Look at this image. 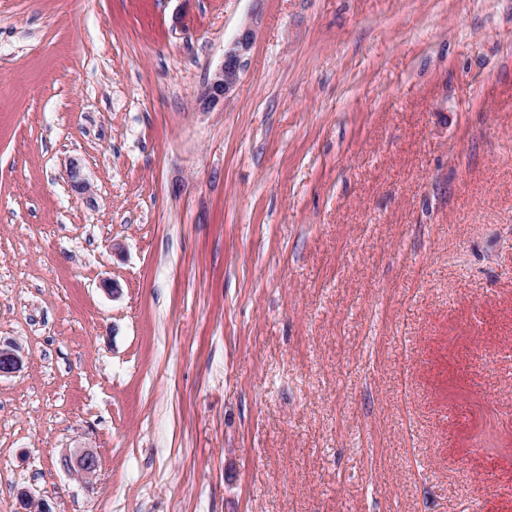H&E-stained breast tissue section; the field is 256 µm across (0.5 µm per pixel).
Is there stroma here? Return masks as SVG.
Here are the masks:
<instances>
[{
  "label": "stroma",
  "instance_id": "35a3bbf8",
  "mask_svg": "<svg viewBox=\"0 0 512 512\" xmlns=\"http://www.w3.org/2000/svg\"><path fill=\"white\" fill-rule=\"evenodd\" d=\"M0 341V512H512V0H0ZM255 39V30L246 27L232 46L224 52V60L197 93L196 105L200 111H208L224 100L236 87L244 66V58ZM23 365L22 358L16 347L11 344H2L0 341V377L17 373ZM65 464L68 469L85 478L93 477L98 469L97 456L89 448H77L65 457Z\"/></svg>",
  "mask_w": 512,
  "mask_h": 512
}]
</instances>
